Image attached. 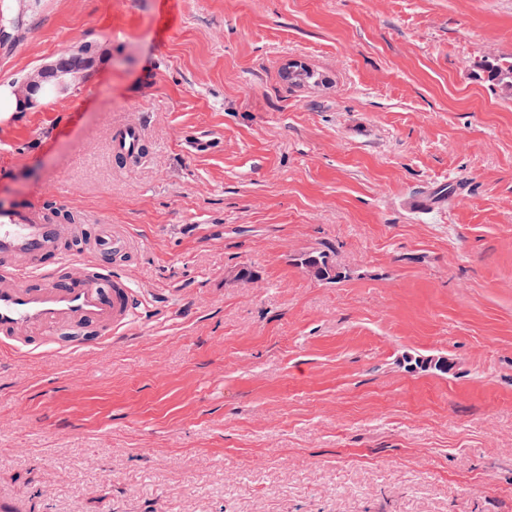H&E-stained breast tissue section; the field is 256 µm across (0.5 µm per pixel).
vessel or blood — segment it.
I'll return each instance as SVG.
<instances>
[{
  "mask_svg": "<svg viewBox=\"0 0 512 512\" xmlns=\"http://www.w3.org/2000/svg\"><path fill=\"white\" fill-rule=\"evenodd\" d=\"M113 157L138 160L137 124L113 125ZM135 239L121 224H55L39 203L0 209V350L77 353L128 335L143 295L113 270Z\"/></svg>",
  "mask_w": 512,
  "mask_h": 512,
  "instance_id": "b4317fda",
  "label": "vessel or blood"
}]
</instances>
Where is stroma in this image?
Listing matches in <instances>:
<instances>
[{
  "mask_svg": "<svg viewBox=\"0 0 512 512\" xmlns=\"http://www.w3.org/2000/svg\"><path fill=\"white\" fill-rule=\"evenodd\" d=\"M21 8L0 85L110 54L0 120V208L125 225L146 299L112 345L0 363V506L512 512V98L472 69L512 58V0ZM119 123L149 146L124 169ZM326 247L333 283L297 264ZM90 48L94 49V54L89 52ZM60 53L58 57H64L69 60L71 68L77 71L67 70L61 66L59 61L52 60L42 65L39 72L42 75V80H48L51 75L59 77L58 85L54 86L59 92L63 93L67 92L72 84L85 79L90 74V71L94 69L97 62L103 56L110 54L109 49L102 44L88 41L70 46Z\"/></svg>",
  "mask_w": 512,
  "mask_h": 512,
  "instance_id": "35a3bbf8",
  "label": "stroma"
}]
</instances>
